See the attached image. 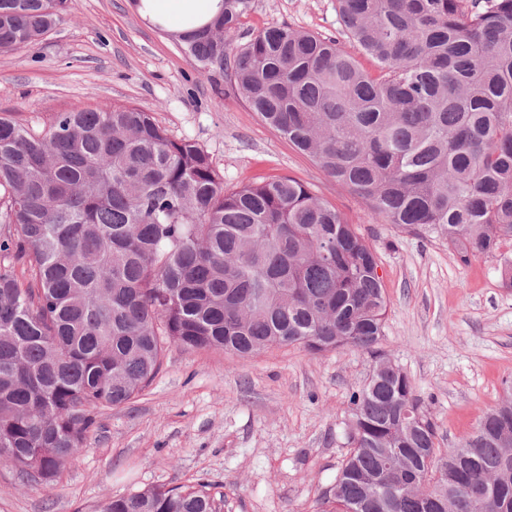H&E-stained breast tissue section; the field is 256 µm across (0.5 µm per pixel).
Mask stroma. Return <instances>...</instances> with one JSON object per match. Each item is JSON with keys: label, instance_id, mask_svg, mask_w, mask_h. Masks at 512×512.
Listing matches in <instances>:
<instances>
[{"label": "stroma", "instance_id": "1", "mask_svg": "<svg viewBox=\"0 0 512 512\" xmlns=\"http://www.w3.org/2000/svg\"><path fill=\"white\" fill-rule=\"evenodd\" d=\"M280 24L351 47L336 0H253L235 43ZM105 103L142 108L171 137L197 143L225 188L289 176L358 227L388 302L380 347L411 378L440 447L463 442L501 400L512 381V243L464 263L446 240L372 215L252 112L231 77L200 74L131 0H70L38 43L0 52V112L41 129L56 113ZM370 370L369 355L352 348L242 358L170 346L148 387L97 412L60 481L31 485L0 467V512H100L108 499L199 478L221 512H317L347 453L349 397Z\"/></svg>", "mask_w": 512, "mask_h": 512}]
</instances>
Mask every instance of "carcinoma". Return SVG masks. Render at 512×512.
Masks as SVG:
<instances>
[{
	"label": "carcinoma",
	"instance_id": "obj_1",
	"mask_svg": "<svg viewBox=\"0 0 512 512\" xmlns=\"http://www.w3.org/2000/svg\"><path fill=\"white\" fill-rule=\"evenodd\" d=\"M363 68L286 24L234 46L252 0H221L178 36L202 74L390 224L460 261L512 240V0H337ZM69 0H0V51L28 47ZM0 465L39 485L87 446L100 407L158 373L165 348L238 356L359 348L348 455L319 512H512V393L469 438L436 447L408 374L377 348L387 314L374 249L302 182L226 190L209 154L151 113L103 104L34 129L0 113ZM26 264V281L14 270ZM423 415L415 421V411ZM102 512H220L209 483L151 488Z\"/></svg>",
	"mask_w": 512,
	"mask_h": 512
}]
</instances>
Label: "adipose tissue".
I'll return each instance as SVG.
<instances>
[{
    "label": "adipose tissue",
    "mask_w": 512,
    "mask_h": 512,
    "mask_svg": "<svg viewBox=\"0 0 512 512\" xmlns=\"http://www.w3.org/2000/svg\"><path fill=\"white\" fill-rule=\"evenodd\" d=\"M220 0H138L136 10L149 23L181 33L209 22Z\"/></svg>",
    "instance_id": "adipose-tissue-1"
}]
</instances>
